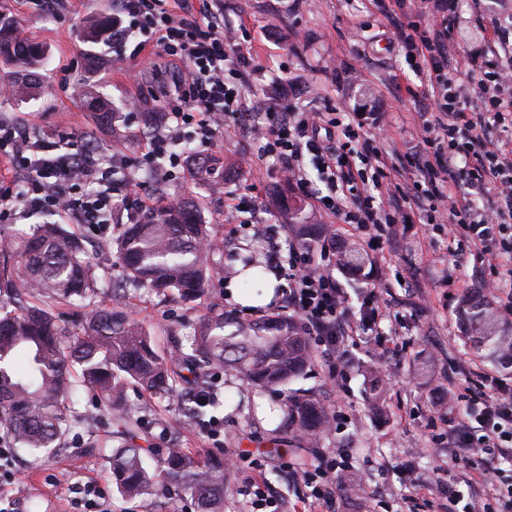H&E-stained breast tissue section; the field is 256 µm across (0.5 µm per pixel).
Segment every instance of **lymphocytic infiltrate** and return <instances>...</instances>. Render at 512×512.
<instances>
[{"label": "lymphocytic infiltrate", "instance_id": "f902f5d3", "mask_svg": "<svg viewBox=\"0 0 512 512\" xmlns=\"http://www.w3.org/2000/svg\"><path fill=\"white\" fill-rule=\"evenodd\" d=\"M393 28L397 46L409 66L428 77L427 93L435 113L423 120L420 139L405 154L417 164L421 178L414 186L424 199L427 223L444 224L449 236L466 234L489 266L512 263V144L492 139V125L512 129V61L491 56L477 69L481 96L472 99L466 82L448 67L455 37L456 0H422L424 20L400 8L401 0H376ZM131 25L146 45L170 57L179 67L178 92L163 102L167 122L193 126L200 142L210 143L224 132V115L241 108L245 84L240 77L251 64L249 39L225 26L221 0H173L171 7L154 0H122ZM251 133L275 155L288 183L309 196L326 216L346 224L350 233H377L395 244L400 225L410 216L392 167L378 151L355 148L361 125L343 108L329 112L280 111L256 101ZM314 171L304 166L305 155ZM0 155L20 161L27 173L26 189L0 188V218H8L16 202L32 211L53 210L77 223L97 227L112 219V183L96 152L61 150L21 138L16 125L0 121ZM467 168H459L460 160ZM492 192L490 207H477L465 190H453L456 173ZM271 256L288 278L284 309L293 310L306 335L321 353L335 357L358 328L346 319L349 298L329 271L305 245L288 250L272 247ZM464 408L449 407L447 426H459L461 446L470 456L488 448L512 445V389L489 394L482 380L465 376Z\"/></svg>", "mask_w": 512, "mask_h": 512}]
</instances>
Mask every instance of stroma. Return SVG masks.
<instances>
[{
  "label": "stroma",
  "mask_w": 512,
  "mask_h": 512,
  "mask_svg": "<svg viewBox=\"0 0 512 512\" xmlns=\"http://www.w3.org/2000/svg\"><path fill=\"white\" fill-rule=\"evenodd\" d=\"M115 0H57L46 10L44 0H0V15L16 22L21 36L46 44L48 65L41 72L43 93L20 101L0 96V120L17 124L24 135L57 145L97 149L113 180L134 179L135 193L116 191L112 222L105 230L80 228L90 253L109 252L119 225L138 212L139 199L151 201L195 198L216 248L211 262L217 273L209 294L192 304L148 288L130 289L129 311L168 347L169 335H183L186 320L206 314L212 304L226 313L258 319L280 311L281 299L260 308L235 304L225 284L244 256L264 258L269 239L280 245L304 242L321 247L328 217L305 204L310 231L298 230L275 198L291 187L280 176L276 158L262 157L250 134L217 137L200 156L224 161V186L213 191L195 175L193 166L175 172H151L144 150L154 128L146 115L158 111L166 92L173 90L174 64L165 58L136 52L140 33L112 46H97L100 63L87 69L83 56L89 45L82 34L95 15H116ZM226 19L245 23L252 41L255 71L248 74L244 107L258 98L280 109L298 107L324 111L346 103L349 111H368L363 133L389 163L398 166L396 180L412 192L416 169L401 157L431 105L425 97L399 99L396 86L421 85L422 76L408 66L393 43L392 30L375 0H224ZM458 35L453 56L465 62L474 55L512 54V42L490 43L496 24L512 23V0H458ZM105 100L118 114L115 123L100 120L83 104L84 93ZM264 188L261 210L250 230L235 234L231 227L241 216L229 208L231 197ZM338 243L362 248L368 259L364 279L332 273L351 297L348 319L359 323L365 290H376L384 302L380 334L361 336L335 363L314 357L305 374L291 383L294 391L315 395L334 417L332 428L311 442L289 433L285 392L251 388L252 406L234 409L240 386L235 374L218 371L211 382L217 404L204 425L182 427L177 400H156L127 384L120 414L127 417L144 445L158 450L171 442L201 458L236 459L227 471L224 512H250L246 494L258 479L278 512H302L310 490L296 480V468L314 469L323 456L341 455L348 469L337 482L335 512H512V456L499 449L484 453L485 463L498 470L494 485L477 476L475 461L466 460L457 434L442 422L449 403L457 401L462 370L487 374L490 390L512 387V378L474 357L462 339L457 315L460 298L483 288L489 270L475 248L453 241L443 227L425 229L419 223L400 227L397 247L371 249L362 235L340 233ZM339 375H330V367ZM103 447L85 454V427L73 429L68 449L57 459L31 462L16 457L0 444V512H91L84 487L100 490L106 512H196L191 498L158 490L151 510L121 496L109 478L110 452L118 440L112 427L99 428ZM456 488L462 502L449 507L447 488Z\"/></svg>",
  "instance_id": "stroma-1"
}]
</instances>
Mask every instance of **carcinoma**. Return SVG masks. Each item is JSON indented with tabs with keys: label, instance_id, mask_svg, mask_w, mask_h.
<instances>
[{
	"label": "carcinoma",
	"instance_id": "cac0c4a2",
	"mask_svg": "<svg viewBox=\"0 0 512 512\" xmlns=\"http://www.w3.org/2000/svg\"><path fill=\"white\" fill-rule=\"evenodd\" d=\"M114 20L95 18L86 29L89 42H112ZM44 46L19 35L15 22L0 17V61L16 69L14 93L33 96L41 88ZM218 164L196 161L202 180L219 183ZM207 225L196 204L156 205L120 228L117 257L125 284L146 285L159 293L177 291L186 302L205 294L214 277ZM347 274L364 276V258L350 246L338 253ZM244 290L262 278L263 266H243ZM127 289L107 277L105 262L89 257L80 236L60 224H42L32 236L0 238V439L18 455L53 458L67 449L73 428L88 431L113 423L122 434L112 451V484L130 498L149 501L156 479L191 496L199 512H224V461L201 460L174 444L157 459L160 471L145 463L147 449L135 442L130 421L112 416L123 387L134 382L150 395L181 396L184 424L198 425L211 400L215 371L229 369L246 384L286 387L311 362L308 336L285 315L247 320L217 308L185 323L188 348L161 350L145 327L127 311ZM79 302L87 309L80 322L62 324L51 303ZM464 338L480 358L512 375V321L483 295L473 292L458 306ZM92 392L99 418L79 414L73 397ZM288 426L317 435L328 419L312 394L288 395Z\"/></svg>",
	"mask_w": 512,
	"mask_h": 512
}]
</instances>
